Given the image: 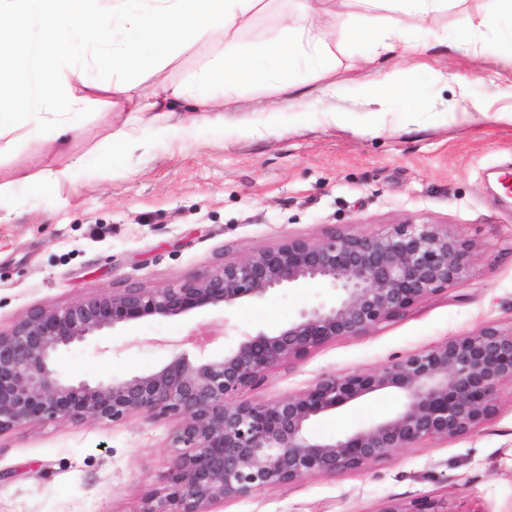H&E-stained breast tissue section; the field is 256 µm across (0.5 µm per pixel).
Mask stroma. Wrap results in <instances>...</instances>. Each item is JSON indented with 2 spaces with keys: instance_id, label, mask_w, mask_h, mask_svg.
I'll return each mask as SVG.
<instances>
[{
  "instance_id": "1",
  "label": "stroma",
  "mask_w": 512,
  "mask_h": 512,
  "mask_svg": "<svg viewBox=\"0 0 512 512\" xmlns=\"http://www.w3.org/2000/svg\"><path fill=\"white\" fill-rule=\"evenodd\" d=\"M294 0H262L238 32L241 45L281 28ZM454 13L412 32L422 54L402 65L448 68L470 78L472 96L499 107L512 102V61L490 51L462 53L439 44L453 34ZM224 48L183 50L164 70L140 79L141 101L164 82L189 80ZM341 90L334 104L355 126L326 125L320 84L305 65L269 98L244 95L220 127L186 114L163 117L169 134L148 150L127 152L116 135L129 112H76L64 154L50 126L20 119L13 142L0 141V182L14 190L0 202V330L36 308L64 306L118 288H170L275 247L291 237L318 241L344 231L370 234L413 217L447 225L473 245V274L361 336L328 343L305 359L270 371L239 400L271 402L302 392L326 375L375 370L414 351L477 331L512 327V194L495 185L512 167V126L460 124L427 111L450 98L425 88L415 107L393 105L381 136L361 133L374 116L364 99L377 63L369 43L334 49ZM307 107L304 124L288 116ZM82 158L68 181L43 174L62 155ZM327 297L316 286L283 288L267 299L200 315L153 318L61 350L59 368L76 378H123L173 355L196 354L206 329L209 350L234 347L240 331L279 327ZM496 415L459 438L395 450L385 460L335 476H312L225 502L215 512H379L422 496L452 512H512V384L497 391ZM398 398L378 392L317 419L328 439L392 413ZM172 420L136 415L120 422L86 418L42 422L0 435V512H139L160 488L175 453Z\"/></svg>"
}]
</instances>
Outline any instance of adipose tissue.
Masks as SVG:
<instances>
[{
  "instance_id": "1",
  "label": "adipose tissue",
  "mask_w": 512,
  "mask_h": 512,
  "mask_svg": "<svg viewBox=\"0 0 512 512\" xmlns=\"http://www.w3.org/2000/svg\"><path fill=\"white\" fill-rule=\"evenodd\" d=\"M335 14L340 39L372 42L376 54L396 50L416 54L419 43L404 37L405 21L426 23L438 13L457 9L453 46L467 52L490 38L493 50L512 59V0H491L488 12L460 9L461 0H340ZM259 0H0V134L13 128L19 114L48 113L53 117L57 143L72 133L70 115L102 99L111 111L139 112L138 123L119 131L128 149L145 147V130L164 134L154 115L189 111L193 121L223 125L225 108L234 104L241 84L254 94L271 97L283 91L279 73L298 59H307L325 93L338 90L336 55L313 26V0H297L296 15L277 33L240 51L230 41L238 23L251 17ZM92 27L97 49L86 61L88 69L113 74L112 82L93 86L63 73L65 52L74 35ZM38 38H31V29ZM225 36L224 53L190 80L164 85L152 102L140 104L136 86L123 82L128 72L159 70L184 48H207L215 36ZM436 83L452 86L453 99L444 101L445 112L462 122L487 121L512 125V105L489 110L469 99L466 76L450 71L433 75ZM222 89L214 97L212 89ZM368 102L386 112L391 99L419 100L421 85L412 68L394 67L373 79Z\"/></svg>"
}]
</instances>
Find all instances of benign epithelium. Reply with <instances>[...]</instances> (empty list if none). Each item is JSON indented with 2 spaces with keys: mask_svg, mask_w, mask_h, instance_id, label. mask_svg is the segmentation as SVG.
<instances>
[{
  "mask_svg": "<svg viewBox=\"0 0 512 512\" xmlns=\"http://www.w3.org/2000/svg\"><path fill=\"white\" fill-rule=\"evenodd\" d=\"M472 244L429 221L389 224L372 234L290 238L178 286L128 287L65 306L38 308L0 331V434L44 422L132 415L179 422L176 458L164 485L139 512H212L227 500L309 476H333L387 458L399 448L466 435L497 410L512 382V328L485 326L365 373L327 375L272 402L236 395L283 362L300 361L341 338L361 336L423 299L468 280ZM315 284L329 298L287 325L243 332L221 355L180 354L127 378L75 379L57 354L107 330L262 301L281 288ZM401 398L391 416L330 439L311 423L378 391ZM378 512H453L431 497Z\"/></svg>",
  "mask_w": 512,
  "mask_h": 512,
  "instance_id": "7a95c632",
  "label": "benign epithelium"
}]
</instances>
